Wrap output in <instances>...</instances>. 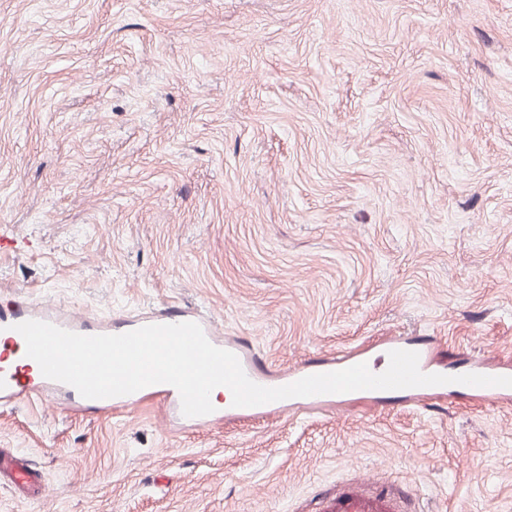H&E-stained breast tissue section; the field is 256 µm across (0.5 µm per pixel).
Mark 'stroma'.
<instances>
[{"label": "stroma", "mask_w": 512, "mask_h": 512, "mask_svg": "<svg viewBox=\"0 0 512 512\" xmlns=\"http://www.w3.org/2000/svg\"><path fill=\"white\" fill-rule=\"evenodd\" d=\"M192 305L279 368L512 367V0H0V305ZM0 512H512V403L172 426L0 405ZM17 486L35 487L38 483L36 474L18 457H3L0 455V478ZM319 512H402L400 502L381 490L343 487L320 501Z\"/></svg>", "instance_id": "obj_1"}]
</instances>
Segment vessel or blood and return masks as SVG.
Wrapping results in <instances>:
<instances>
[{
	"mask_svg": "<svg viewBox=\"0 0 512 512\" xmlns=\"http://www.w3.org/2000/svg\"><path fill=\"white\" fill-rule=\"evenodd\" d=\"M27 320H39L54 324L65 330L82 335L122 334L151 324L198 323L207 339L215 346L234 353L246 375L255 383L266 387H278L295 382L303 377L328 373L355 364H367L372 372L386 370L392 350H408L419 355V367L426 374H447L448 368L440 361L429 340L419 342L398 336L389 341L386 347L373 353L340 352L315 365L298 364L283 370L273 367L258 355L252 346L237 336L222 335L212 320L202 312L172 305L150 314L133 317L102 320L94 316L74 317L60 307L43 308L23 301L9 309H0V399H21L31 391L64 396L65 400L78 407H92L100 412H110L113 406L129 403L141 404L156 398L169 401L173 407H180L178 391L168 384H154L124 396L105 399L82 397L70 385L47 379L43 376L36 361L27 357L23 337L16 331V324ZM448 392L477 398L488 406H498L512 398V387H476L451 384ZM378 398L389 401L412 400L417 406H425L427 390L423 387L381 390ZM345 394H321L310 397H297L281 400L280 405L300 412H319L340 406L345 402ZM17 486H36L38 478L28 466L17 457L0 456V477ZM320 512H402L400 502L391 494L381 490L340 488L336 496L322 499Z\"/></svg>",
	"mask_w": 512,
	"mask_h": 512,
	"instance_id": "vessel-or-blood-1",
	"label": "vessel or blood"
}]
</instances>
